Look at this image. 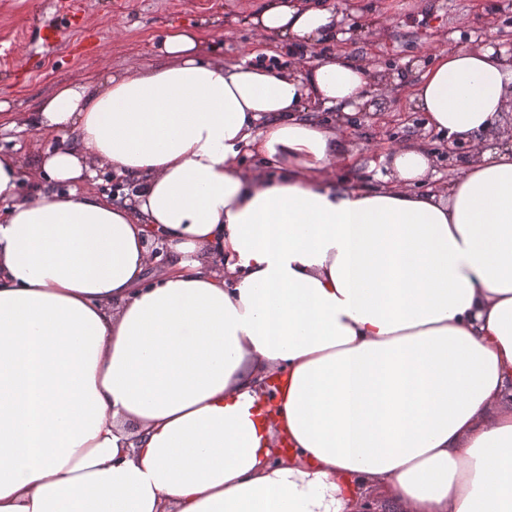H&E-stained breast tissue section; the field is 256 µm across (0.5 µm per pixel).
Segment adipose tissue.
<instances>
[{
  "mask_svg": "<svg viewBox=\"0 0 512 512\" xmlns=\"http://www.w3.org/2000/svg\"><path fill=\"white\" fill-rule=\"evenodd\" d=\"M345 7L264 0L251 64L172 27L23 116L70 139L0 153V512H512V65L451 44L410 87L455 178L409 143L342 179L390 82ZM101 167L129 199L77 191Z\"/></svg>",
  "mask_w": 512,
  "mask_h": 512,
  "instance_id": "1",
  "label": "adipose tissue"
}]
</instances>
